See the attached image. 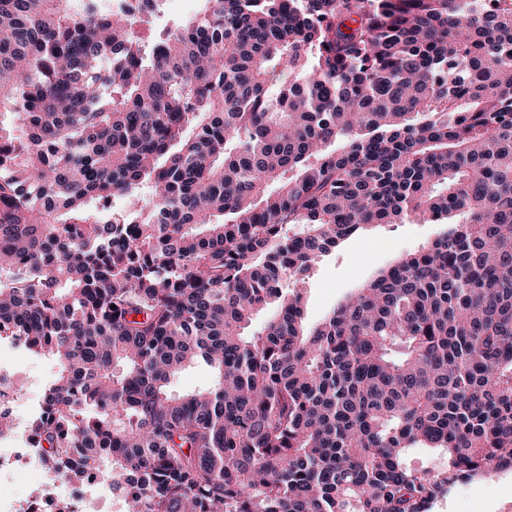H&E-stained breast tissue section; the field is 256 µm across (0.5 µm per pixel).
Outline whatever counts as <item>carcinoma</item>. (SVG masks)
<instances>
[{"mask_svg":"<svg viewBox=\"0 0 512 512\" xmlns=\"http://www.w3.org/2000/svg\"><path fill=\"white\" fill-rule=\"evenodd\" d=\"M138 2L0 0L40 464L125 512H430L511 468L512 0H206L149 53ZM408 219L449 229L306 327L314 264ZM211 379L209 370L205 367H196L181 373L174 382L172 389L183 393L206 386Z\"/></svg>","mask_w":512,"mask_h":512,"instance_id":"carcinoma-1","label":"carcinoma"}]
</instances>
